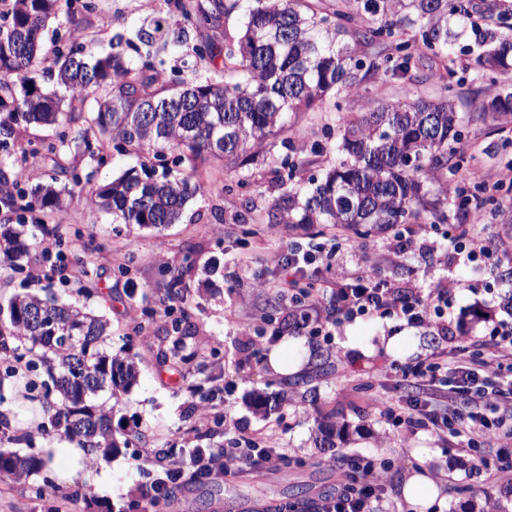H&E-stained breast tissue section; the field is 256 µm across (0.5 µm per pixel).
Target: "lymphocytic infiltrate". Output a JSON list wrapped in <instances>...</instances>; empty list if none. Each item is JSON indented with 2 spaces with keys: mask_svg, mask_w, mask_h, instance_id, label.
Listing matches in <instances>:
<instances>
[{
  "mask_svg": "<svg viewBox=\"0 0 512 512\" xmlns=\"http://www.w3.org/2000/svg\"><path fill=\"white\" fill-rule=\"evenodd\" d=\"M302 258L294 248L276 255L284 276L278 284L281 294H301L308 301L301 317V328L310 335L326 332L324 312L352 318L370 314H393L411 323L427 318H444L448 313V287L436 284L428 294L402 290L376 280L358 269L336 280L303 283ZM512 364V327L501 326L479 351L460 348L454 360L429 355L413 365L396 369L399 385L409 387L412 398L400 403L378 398L375 407L380 417L395 426L418 429L462 438L469 449L512 439V396L495 383L481 382V374H497L503 365ZM163 475L146 484L140 501L130 502L127 512H139L141 500L152 502L174 499L191 485L210 484L240 470L278 472L288 466V456L278 448L273 434L239 432L221 448H188L183 455L155 457ZM386 485L375 460L352 457L336 467V488L305 510L281 507L280 512H375L385 498Z\"/></svg>",
  "mask_w": 512,
  "mask_h": 512,
  "instance_id": "f902f5d3",
  "label": "lymphocytic infiltrate"
}]
</instances>
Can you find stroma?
<instances>
[{
	"mask_svg": "<svg viewBox=\"0 0 512 512\" xmlns=\"http://www.w3.org/2000/svg\"><path fill=\"white\" fill-rule=\"evenodd\" d=\"M162 0H98L91 18L94 52L107 51L113 34L140 25L162 9ZM453 74L446 83L431 80L435 61H425L412 80L389 76L365 78L353 91L329 98L306 113L299 132H288L289 144L278 155L298 160L300 178L321 176L340 156L329 125L347 113L367 112L381 103L406 96L435 95L448 85L461 113L471 110L474 95L492 89L488 77L470 69L466 40H459ZM464 161L448 178V186L465 200V211L478 212L477 232L495 249L492 265H462L454 250L453 234L463 223V211L443 204L447 221L427 217L409 225L416 250L397 262L385 259L395 228L364 235L340 232L326 224H270L266 214L283 188L276 165L255 159L243 189L224 196L195 197L181 223L162 229L115 223L110 214L74 193L60 225L62 239L54 246L55 262L75 271L93 260L100 274L97 290L83 292L75 281L48 279L49 268L36 262L23 268L0 266V294L32 293L54 296L112 325L106 347H127L140 374L115 405L112 426L118 442L111 454H97L83 462L88 480H74L84 512H121L138 498L149 477L137 469L135 454L153 455L169 448L212 447L224 435L206 439L214 426L215 411L229 410L233 420L249 431L272 430L290 458L278 473L242 475L233 482L191 486L176 501H159L149 512H278L284 504L305 506L336 486L333 458L366 456L385 465V512H413L401 489L413 473L439 475L440 495L428 512H478L494 501L497 512H512V446L491 448L482 454L491 467H505L501 476L474 472V459L455 438L414 432L389 425L373 410L367 394L358 390L369 374L395 363L412 364L437 351H453L452 343L436 329L407 323L395 315H367L340 320L331 340L310 336L295 328L293 310L277 291L282 275L276 253L286 245L316 254L306 277L332 280L356 269H370L394 288H420L424 282L451 286L448 320L458 336L479 340L492 324H512V118L464 123L456 145ZM224 211L215 223L213 208ZM191 257L194 267L185 294L194 324L191 336L178 338L171 319L155 312V301L170 280L169 270ZM225 271L247 268L251 284L229 287L223 277L204 271L211 258ZM251 336L279 334L289 342L290 361L297 372L281 375L268 360L248 358L242 330ZM402 334L406 354L395 359L384 349L362 356L347 341ZM41 371L20 365L15 373L0 376V414L10 425L0 427V449L29 455L39 448H68L70 439L53 433L43 413L47 392ZM335 414L348 429L338 448L319 447L316 437L323 417ZM109 471H102V463ZM69 462L59 458L54 468L27 480H0V512H47L61 485L59 472Z\"/></svg>",
	"mask_w": 512,
	"mask_h": 512,
	"instance_id": "stroma-1",
	"label": "stroma"
}]
</instances>
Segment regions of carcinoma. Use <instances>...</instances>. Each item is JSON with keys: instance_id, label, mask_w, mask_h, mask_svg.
<instances>
[{"instance_id": "obj_1", "label": "carcinoma", "mask_w": 512, "mask_h": 512, "mask_svg": "<svg viewBox=\"0 0 512 512\" xmlns=\"http://www.w3.org/2000/svg\"><path fill=\"white\" fill-rule=\"evenodd\" d=\"M166 8L134 31L118 32L112 52H86L89 17L95 0H0V149L19 148L49 166L51 182L26 193L13 192L20 174L0 167V219L9 223L21 211L39 206L34 226L58 236L48 220L67 211L62 199L73 182L88 203L125 224L162 228L180 222L188 202L236 185L195 178L201 165L218 162L243 169L255 156H272L275 138L293 129L300 116L330 93L351 91L367 76L411 79L423 62L451 59L452 45L464 33L477 47L473 65L504 80L512 75V27L488 16L475 19L472 0H340L332 17L318 16L305 0H165ZM233 13L240 30L226 27ZM51 47L42 33L59 16ZM137 40L161 52H192L208 63L211 77L179 79L147 60L137 61L124 46ZM52 56L58 88L43 92L36 75ZM95 96V106L77 111L66 100ZM480 118L512 117V93H497L474 104ZM85 129L76 143L71 124ZM462 116L450 95L413 96L342 118L336 151L342 160L320 178L296 179L299 164L284 158L286 185L268 211L270 224H332L338 228L389 227L421 222L438 205L427 182L454 174L462 157ZM32 123L56 125L57 140L22 142ZM147 155L153 166L124 170L112 182L95 185V171L80 177L75 156L98 166L114 155ZM161 173H156V168ZM34 202L21 204L26 197ZM27 224L0 232V257L10 263L29 255L22 237ZM193 264L173 273L156 306L165 310L184 296V277ZM42 311L50 327L30 321ZM111 324L84 309L59 305L51 297L17 294L0 304V359L20 360L22 347L38 351L57 401L48 406L52 426L78 441L93 456L117 447L112 404L94 402L101 393L128 390L138 375L125 348L101 349ZM319 444L335 448L344 429L332 420L319 426ZM49 460L0 454V479L21 481L47 468Z\"/></svg>"}]
</instances>
